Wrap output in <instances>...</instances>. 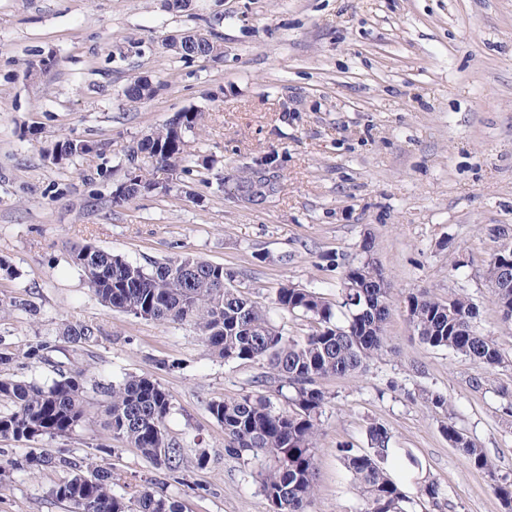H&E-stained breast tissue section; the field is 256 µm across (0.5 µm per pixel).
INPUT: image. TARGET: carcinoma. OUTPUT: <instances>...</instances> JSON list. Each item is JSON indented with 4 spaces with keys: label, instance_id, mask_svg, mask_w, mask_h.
<instances>
[{
    "label": "carcinoma",
    "instance_id": "obj_1",
    "mask_svg": "<svg viewBox=\"0 0 512 512\" xmlns=\"http://www.w3.org/2000/svg\"><path fill=\"white\" fill-rule=\"evenodd\" d=\"M168 52L182 58L222 57L224 47L217 35L201 33L193 45L170 47ZM180 118L178 130L169 122L147 134L128 162L142 154L173 175L185 170L189 159L183 140L186 133L202 130L203 114L187 111ZM93 149L87 141L69 139L53 161L66 165ZM71 259L105 307L163 324H189L210 354L226 361L256 362L263 368L259 382L273 380L290 393L283 408L262 396L245 395L213 401L209 411L224 427V448L251 467L272 512H305L314 492L316 419L328 402L320 381L354 374L385 344L392 291L377 287L373 267L362 262L347 268L341 289L342 324L335 321L333 304L316 292L293 286L278 289L275 308L317 322V328L299 340L284 335L272 324L269 310L232 287L234 273L221 264L186 254L151 261L145 267L92 243L74 248ZM353 280L358 287H350ZM492 292L501 320L512 324V288ZM406 308L409 324L422 343L461 354L485 374L506 367L498 345L479 329V310L467 296L454 294L442 301L419 289L407 296ZM64 335L86 344L95 332L88 325H71ZM105 396L112 434L154 466L176 470L182 448L169 438L165 426L173 409L171 395L157 381L134 375L106 388ZM0 402L10 406L0 412V437H66L86 416L84 378L79 372H62L51 384L40 386L1 374ZM430 402L448 414L443 433L449 445L472 467L494 475L484 449L453 422L448 397L432 393ZM367 440L366 448L341 449L345 468L359 484L361 512H408L410 498L384 468L391 452L389 432L373 423ZM43 467L69 473L54 494L77 512H181L178 501L149 486L126 503L112 493L110 468L96 463L84 467L63 453L31 454L22 461L0 458V473ZM418 485L421 498L441 506L443 493L436 481L425 478ZM493 490L504 512H512V482L496 479Z\"/></svg>",
    "mask_w": 512,
    "mask_h": 512
}]
</instances>
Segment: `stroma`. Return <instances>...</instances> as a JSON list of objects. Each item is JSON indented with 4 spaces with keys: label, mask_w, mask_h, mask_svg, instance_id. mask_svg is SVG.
Returning <instances> with one entry per match:
<instances>
[{
    "label": "stroma",
    "mask_w": 512,
    "mask_h": 512,
    "mask_svg": "<svg viewBox=\"0 0 512 512\" xmlns=\"http://www.w3.org/2000/svg\"><path fill=\"white\" fill-rule=\"evenodd\" d=\"M194 30L220 36L223 56L165 52ZM43 57L51 68L27 78ZM138 76L160 90L132 102L124 89ZM190 110L205 112V129L187 135L191 161L172 191L113 205L138 141ZM62 137L96 149L56 165L49 152ZM260 160L277 164L280 191L238 202L236 180ZM503 228L512 229V0H189L180 11L164 0H0V261L10 267L0 271V355L12 359L7 372L41 385L83 372L88 400L69 438H0L1 455L34 448L85 462L108 448L118 496L149 486L183 512H270L208 406L263 395L279 407L277 384H256V363L212 357L192 326L104 307L69 246L91 241L141 265L183 253L223 264L297 338L313 323L273 308L277 289L336 301L347 267L369 257L392 288L386 346L353 376L321 382L329 402L306 512H360L340 450L366 447L373 423L391 436L386 468L411 512H503L442 426L453 419L512 480V364L474 388L476 364L423 344L405 303L420 288L466 295L512 361V324L484 276ZM75 324L93 326L94 340L68 342ZM33 343L45 347L35 364L24 356ZM131 374L173 398L176 471L156 469L107 426L101 389ZM431 392L450 398L452 417ZM409 453L444 506L418 499ZM65 478L54 468L0 476V512H75L52 494Z\"/></svg>",
    "instance_id": "stroma-1"
}]
</instances>
